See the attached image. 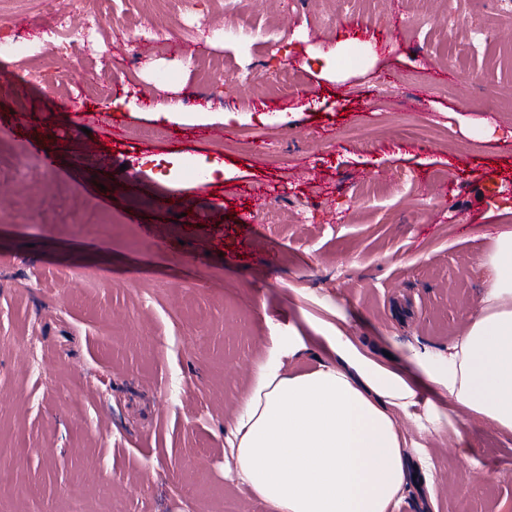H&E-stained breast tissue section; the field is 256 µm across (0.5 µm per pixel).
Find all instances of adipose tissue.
Returning a JSON list of instances; mask_svg holds the SVG:
<instances>
[{
	"mask_svg": "<svg viewBox=\"0 0 512 512\" xmlns=\"http://www.w3.org/2000/svg\"><path fill=\"white\" fill-rule=\"evenodd\" d=\"M482 286L447 357L414 346L402 363L377 358L344 325L312 369L284 370L306 337H277L234 413L230 446L240 479L270 512H395L407 482L408 420L429 435L458 416L512 434V231L474 262ZM437 401H421V385ZM422 413H415V406Z\"/></svg>",
	"mask_w": 512,
	"mask_h": 512,
	"instance_id": "obj_1",
	"label": "adipose tissue"
}]
</instances>
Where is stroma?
<instances>
[{
  "label": "stroma",
  "instance_id": "stroma-1",
  "mask_svg": "<svg viewBox=\"0 0 512 512\" xmlns=\"http://www.w3.org/2000/svg\"><path fill=\"white\" fill-rule=\"evenodd\" d=\"M112 9L98 50L62 57L38 0H0V37L38 45L0 62V512H65L75 484L88 512H217L226 493L269 512L224 437L273 337L341 314L377 351L444 355L478 303L472 259L512 230V0ZM158 23L169 41L143 40ZM70 96L117 135L86 149ZM188 158L212 176H180ZM85 210L98 224L75 227ZM404 432L396 512H512V436Z\"/></svg>",
  "mask_w": 512,
  "mask_h": 512
}]
</instances>
